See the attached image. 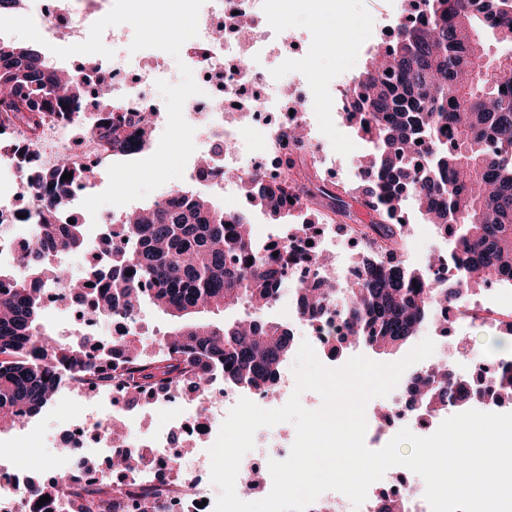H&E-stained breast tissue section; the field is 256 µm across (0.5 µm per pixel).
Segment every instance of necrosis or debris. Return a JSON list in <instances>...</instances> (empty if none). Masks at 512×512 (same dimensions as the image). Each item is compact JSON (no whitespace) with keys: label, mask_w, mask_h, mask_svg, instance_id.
<instances>
[{"label":"necrosis or debris","mask_w":512,"mask_h":512,"mask_svg":"<svg viewBox=\"0 0 512 512\" xmlns=\"http://www.w3.org/2000/svg\"><path fill=\"white\" fill-rule=\"evenodd\" d=\"M314 0H205L198 18L197 37L187 40L180 48L181 60L199 74L209 76L222 104L212 99L188 98L183 106V117L192 125L197 140L203 141L212 157L208 180L225 189L230 181L228 172L246 174L255 170L266 177L278 176V161L290 150L288 133L293 127L311 128L312 116L306 108V90L311 84L310 73L288 56V14L310 9ZM110 6L109 0H82L81 10H72L68 0H34L31 15L46 41L61 40L71 44L85 41L91 26L103 18ZM249 18L250 25H234L235 15ZM223 28V39H216L214 31ZM103 42L109 44L113 57L96 56L88 75L109 69L112 101L126 123H133L137 113L149 112L153 132L165 126L166 104L155 99L157 81L174 82L175 77L164 56L155 48L130 51L131 44L126 25L106 28ZM258 128L262 135L260 148L243 147L241 151L224 152L220 146L225 140H237L246 126ZM51 143H30L21 129L0 131V163L20 166L33 162L40 166H55L59 156H66L70 164L95 169L104 163L107 151L96 138L74 131L56 121L48 122ZM0 192V261L18 260L25 254L33 233L31 219L19 218L17 209L6 203ZM349 229L326 225L323 236L307 240L293 228L282 227L277 243L288 245L296 254L285 278L293 287L301 288L312 282L342 275L344 280L356 279L363 259L379 256L376 247H362L358 254L344 264L342 270L321 269L315 262L317 255H334L341 244L350 238ZM44 309L67 310L77 314L82 334L87 339V350L101 367L112 364V341L121 336H135L140 330L139 318L120 314L101 319L92 307L91 299H75L66 289L53 284L40 288ZM344 303L335 298L322 313L313 319L301 317L297 307H289L288 324L301 339L308 341L323 357V363L332 368L344 365L345 360L330 355L335 338L344 331ZM449 320L458 325L461 334L451 341L452 351L466 348V330L476 322L490 327L512 320V289L497 283L468 292L464 301L449 308ZM295 386L289 364H281L275 387L265 385L240 388L225 381L223 374L212 376L203 393L188 394L185 387L173 386L165 390L140 394L137 407H130L129 390L123 380L101 383L94 378L65 376L58 384L60 394L84 395L94 393L100 403L111 410V419L89 420L81 424L65 423L58 429L54 444L59 448H109L113 453L128 454L137 449L131 471L106 478L104 469L110 459L100 466L81 467L67 476L60 495L52 504L53 512H68V507L83 490L102 488L104 497L112 501V512H139V498L146 495L154 502L157 512H214L217 499L211 485L203 481L209 452L207 441L216 439L218 424L223 423L240 398H247L265 407L283 400L286 392ZM169 412L167 428L181 430L183 446H169L167 428L153 433L139 431V424L152 421L155 412ZM367 430L365 443L371 447L386 446L395 427H413L424 435H432L449 416L448 411L429 412L413 409L402 396L379 401L370 400L365 408ZM124 423L121 437L110 435L112 421ZM295 432L260 428L254 435V447L239 466L237 496L250 501L254 486L271 492L273 486L269 471L270 461L289 457L295 441ZM171 465L172 474L158 477L162 465ZM30 464L23 457L0 455V512H23L29 488ZM384 487V498L367 494L360 506H353L344 494L323 492L307 512H380L383 502L402 503L403 512H431L425 498V486L419 480L398 481L393 472H385L378 481Z\"/></svg>","instance_id":"4bbe7bcc"}]
</instances>
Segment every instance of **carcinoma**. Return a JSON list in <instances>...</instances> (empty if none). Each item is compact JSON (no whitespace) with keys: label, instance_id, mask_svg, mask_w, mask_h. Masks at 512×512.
I'll list each match as a JSON object with an SVG mask.
<instances>
[{"label":"carcinoma","instance_id":"1","mask_svg":"<svg viewBox=\"0 0 512 512\" xmlns=\"http://www.w3.org/2000/svg\"><path fill=\"white\" fill-rule=\"evenodd\" d=\"M414 21L397 27L394 39L376 46L365 70L353 80L346 122L373 150L357 160L366 177L343 191L293 151L281 158L280 174L242 178L244 191H259L253 206L279 224L306 210L330 212L339 224L368 244L387 250V259L366 261L358 280L345 287L347 332L336 351L364 344L377 354L404 349L426 322H448V307L463 291L496 281L512 286V52L489 57L487 36L512 41V0H421ZM45 54L32 47L0 42V127H17L38 140L47 122L59 119L84 126L112 151L136 155L151 146L144 117L128 134L115 117L112 96L97 89L99 108L84 112L86 87L78 74L67 82ZM27 209L37 233L18 260L21 273L0 271L8 289L0 294V430L13 428L58 399V374L94 376L96 365L85 337L59 342L41 323L38 285L53 281L77 296L94 297L100 312L141 310L142 287L149 301L174 318L163 339V353L145 361L138 341L115 348L124 354L117 366L135 394L173 384L202 388L210 376L224 374L235 385H275L279 365L292 351L287 326L261 316L282 288L292 259L288 246H258L249 215L231 214L206 196L181 187L142 209L135 221L123 216V233L137 241L113 253L114 262L88 267L78 278L62 265L50 266L51 252H81V224L62 222L69 187L89 172L66 160L43 169L24 166ZM69 179H62L65 173ZM369 211L356 218L353 203ZM411 207L425 223L449 237L447 264L412 268L398 252L405 244L397 216ZM132 275H127V272ZM336 286L313 283L297 288L300 313L318 316ZM248 306L254 316L223 326L196 320L203 311ZM445 365L412 378L408 391L424 408L435 404L465 410L473 402L499 403L512 397V374L496 378L484 393ZM60 487H30L32 508Z\"/></svg>","mask_w":512,"mask_h":512}]
</instances>
